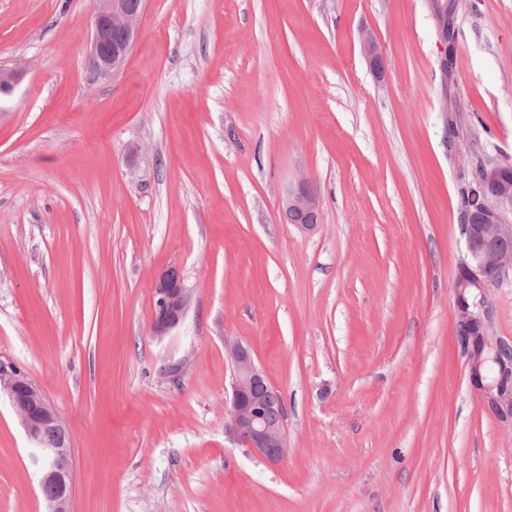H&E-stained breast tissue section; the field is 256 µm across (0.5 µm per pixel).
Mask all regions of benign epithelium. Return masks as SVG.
Returning <instances> with one entry per match:
<instances>
[{
    "label": "benign epithelium",
    "mask_w": 512,
    "mask_h": 512,
    "mask_svg": "<svg viewBox=\"0 0 512 512\" xmlns=\"http://www.w3.org/2000/svg\"><path fill=\"white\" fill-rule=\"evenodd\" d=\"M91 34V66L99 75L116 70L130 52L138 32L144 0H96ZM436 12L441 37L446 44L440 66L443 73L454 64L455 35L448 30V7ZM361 52L379 80L384 78L383 52L371 31L361 33ZM480 178L466 193L475 207L461 212L467 258L455 278L453 312L458 343L473 360L472 380L484 391L488 404L503 420H512V345L491 344L490 308L486 290L512 268V171L501 164L479 169ZM283 219L301 215L319 216L317 196L308 181L288 188L281 199ZM152 330L165 336L184 319L189 291L174 269L159 274L153 283ZM224 353L233 370L229 418L224 433L266 461L276 464L288 453L284 417L267 416L271 384L255 361L251 348L241 341H225ZM5 396L20 419L38 455L40 489L47 512H69L73 493L72 438L58 412L41 387L14 361L0 357V396Z\"/></svg>",
    "instance_id": "1"
}]
</instances>
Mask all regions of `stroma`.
Masks as SVG:
<instances>
[{
    "label": "stroma",
    "instance_id": "obj_1",
    "mask_svg": "<svg viewBox=\"0 0 512 512\" xmlns=\"http://www.w3.org/2000/svg\"><path fill=\"white\" fill-rule=\"evenodd\" d=\"M95 8L0 0V356L71 433L70 512H512L453 320L462 197L512 166V0H456L447 76L433 0H145L108 76ZM301 179L310 231L280 213ZM487 301L511 344L512 269ZM228 340L283 398L281 463L224 433ZM0 512H46L3 397ZM361 52L372 70L375 77L379 80L384 78L383 52L376 36L371 31L361 33ZM280 209L283 219L290 224H293L288 220L290 216L301 215L317 217L313 222L297 224L301 229L310 231L316 226L319 216V203L317 196L306 180H300L296 185L288 188L281 199ZM154 335L165 336L184 319L189 304V291L175 269L159 274L153 283Z\"/></svg>",
    "mask_w": 512,
    "mask_h": 512
}]
</instances>
